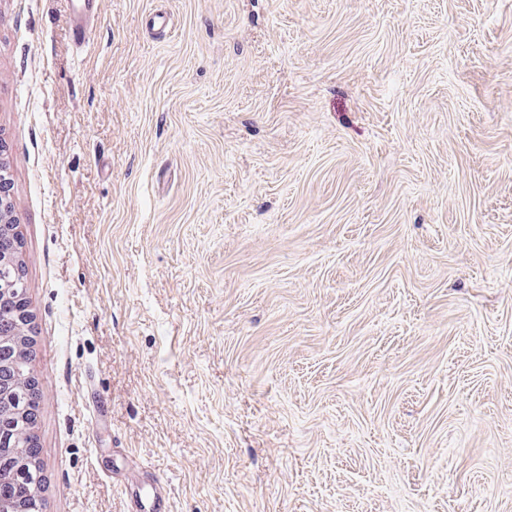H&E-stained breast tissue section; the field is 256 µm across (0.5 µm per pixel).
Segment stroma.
<instances>
[{"label": "stroma", "mask_w": 512, "mask_h": 512, "mask_svg": "<svg viewBox=\"0 0 512 512\" xmlns=\"http://www.w3.org/2000/svg\"><path fill=\"white\" fill-rule=\"evenodd\" d=\"M91 39L0 0L47 512H512V0ZM157 483L145 490L143 487L138 488L135 497L137 499L136 512H167V497L162 493Z\"/></svg>", "instance_id": "obj_1"}]
</instances>
